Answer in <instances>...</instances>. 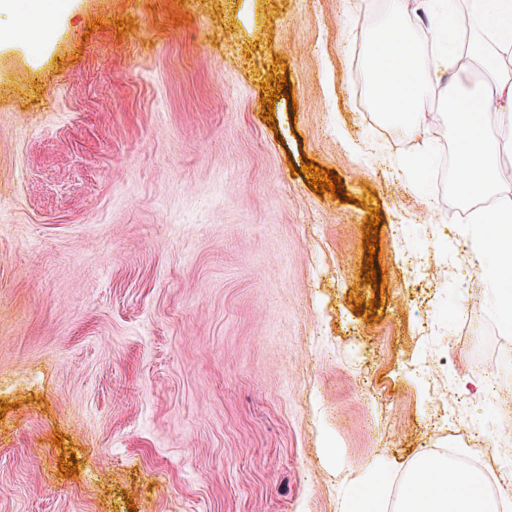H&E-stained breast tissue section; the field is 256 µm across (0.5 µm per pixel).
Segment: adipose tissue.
Returning a JSON list of instances; mask_svg holds the SVG:
<instances>
[{"label":"adipose tissue","mask_w":512,"mask_h":512,"mask_svg":"<svg viewBox=\"0 0 512 512\" xmlns=\"http://www.w3.org/2000/svg\"><path fill=\"white\" fill-rule=\"evenodd\" d=\"M20 6L25 7L30 26L2 28L0 41L38 43L42 21L62 14L68 3L25 0L20 5L16 0H0V14L13 13ZM473 9L495 24V49H485L481 37L487 29L483 26L477 28L474 38L464 42L449 35L441 16V0L433 6L431 58H423L416 38L406 28L383 24L376 30L368 70L381 78L383 112L400 121L408 132L420 130L429 87L454 70L462 57H478L483 69L493 74L501 66L499 49L512 47V0H474ZM396 512H512V500L488 496L478 471L459 470L456 461L445 455L425 454L409 463Z\"/></svg>","instance_id":"adipose-tissue-1"}]
</instances>
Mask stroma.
I'll list each match as a JSON object with an SVG mask.
<instances>
[{
  "mask_svg": "<svg viewBox=\"0 0 512 512\" xmlns=\"http://www.w3.org/2000/svg\"><path fill=\"white\" fill-rule=\"evenodd\" d=\"M71 3L42 53L0 47V512H340L422 454L496 475L472 450L512 448V406L474 366L512 389V339L356 83L387 0Z\"/></svg>",
  "mask_w": 512,
  "mask_h": 512,
  "instance_id": "obj_1",
  "label": "stroma"
}]
</instances>
